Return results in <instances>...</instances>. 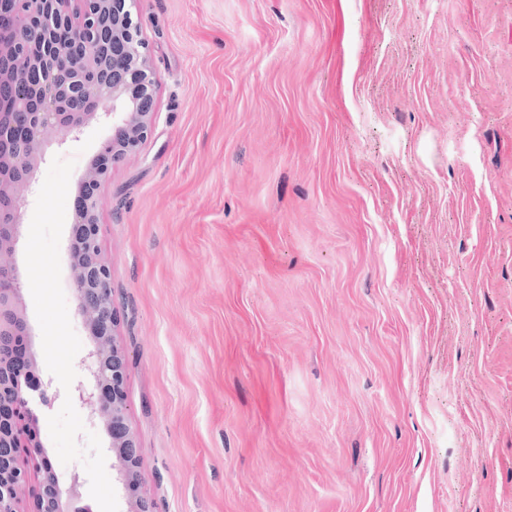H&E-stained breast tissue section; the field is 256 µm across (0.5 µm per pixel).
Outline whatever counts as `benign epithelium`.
<instances>
[{"instance_id":"1","label":"benign epithelium","mask_w":512,"mask_h":512,"mask_svg":"<svg viewBox=\"0 0 512 512\" xmlns=\"http://www.w3.org/2000/svg\"><path fill=\"white\" fill-rule=\"evenodd\" d=\"M133 2L0 0V338L30 341L16 251L21 193L49 134L64 138L110 105L112 133L101 144L100 163L81 176L85 191L74 209L69 266L76 313L90 345L82 359L85 379L71 389V398L109 440L126 512H153L151 500L139 492L142 459L126 402L128 364L117 337L111 263L100 243V188L112 165L136 154L154 130L158 76ZM106 15L112 17L115 67L112 79L101 80ZM59 395L52 380L41 376L35 356L20 361L0 341V512H19L25 493L33 500L31 512H82L77 503L86 477L75 472L62 488L34 428L36 409ZM25 457L40 473L33 486L21 465Z\"/></svg>"}]
</instances>
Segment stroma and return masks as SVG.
<instances>
[{
	"label": "stroma",
	"instance_id": "1",
	"mask_svg": "<svg viewBox=\"0 0 512 512\" xmlns=\"http://www.w3.org/2000/svg\"><path fill=\"white\" fill-rule=\"evenodd\" d=\"M133 11L102 248L154 512H512V0Z\"/></svg>",
	"mask_w": 512,
	"mask_h": 512
}]
</instances>
